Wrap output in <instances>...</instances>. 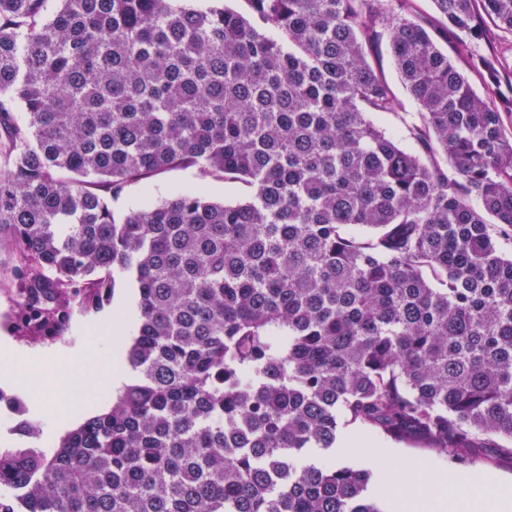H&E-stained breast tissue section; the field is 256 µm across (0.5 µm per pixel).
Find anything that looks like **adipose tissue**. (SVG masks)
I'll list each match as a JSON object with an SVG mask.
<instances>
[{"mask_svg": "<svg viewBox=\"0 0 512 512\" xmlns=\"http://www.w3.org/2000/svg\"><path fill=\"white\" fill-rule=\"evenodd\" d=\"M33 359L48 366L50 384L73 400H91L99 386L114 388L126 378L123 353L117 346L104 352L90 341L62 363L50 353L37 354ZM33 359L8 347L0 349V363L13 366V379L22 389L33 384L27 370ZM392 457L385 449L376 455L380 482L389 490V512H512V487L473 481L468 492L461 494L454 488V477L433 469L428 462L396 463Z\"/></svg>", "mask_w": 512, "mask_h": 512, "instance_id": "ef3b65f1", "label": "adipose tissue"}]
</instances>
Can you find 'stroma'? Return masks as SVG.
Wrapping results in <instances>:
<instances>
[{"label": "stroma", "mask_w": 512, "mask_h": 512, "mask_svg": "<svg viewBox=\"0 0 512 512\" xmlns=\"http://www.w3.org/2000/svg\"><path fill=\"white\" fill-rule=\"evenodd\" d=\"M440 46L478 95L498 102L503 96L512 93L511 32L493 30L492 37L488 40L480 37L462 40L452 35L442 39ZM476 55L494 59L495 68L486 70L474 67L472 58ZM188 190L227 203L242 199L247 193L246 187L242 184L205 180L197 171L175 169L130 185L119 198L110 201L109 207L114 213L121 214ZM137 299L138 290L134 278L126 272L114 273L112 287L104 294L98 309L87 312L78 307L73 308L65 323L51 333L38 335L17 327L15 287L8 279L0 276V345L7 344L30 351L66 353L78 349L94 335L103 336L107 340L117 335L123 343H130L135 333L133 314ZM0 390L17 398L19 402V407L15 410L0 402V448H36L48 454L53 453L67 428L51 423L50 418L60 406L65 405V398L47 387L40 398L34 399L5 379L0 380ZM22 420L34 426L33 435L23 436L17 432L16 426ZM352 436L359 440L361 451L349 449L347 440ZM367 446H391L400 459H423L436 469L444 471L455 468L446 458L428 449L405 443L394 445L390 440L369 434L353 425L341 427L336 447L331 451L330 457L333 462L341 465L370 470L374 464L363 453L364 447ZM455 469L470 478L481 477L493 482H512V465L507 463L498 466L486 463L472 467L462 465Z\"/></svg>", "instance_id": "35a3bbf8"}]
</instances>
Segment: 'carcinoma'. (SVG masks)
Listing matches in <instances>:
<instances>
[{"mask_svg":"<svg viewBox=\"0 0 512 512\" xmlns=\"http://www.w3.org/2000/svg\"><path fill=\"white\" fill-rule=\"evenodd\" d=\"M50 2L0 0V247L37 332L131 273L137 377L0 450V512H380L309 460L342 423L512 463V137L430 33L512 32V0ZM179 167L251 192L109 209ZM372 60L375 66L384 74L386 80L393 89L396 98L401 104V112H417L418 104L402 85L388 48L384 45L379 46L375 50Z\"/></svg>","mask_w":512,"mask_h":512,"instance_id":"carcinoma-1","label":"carcinoma"}]
</instances>
